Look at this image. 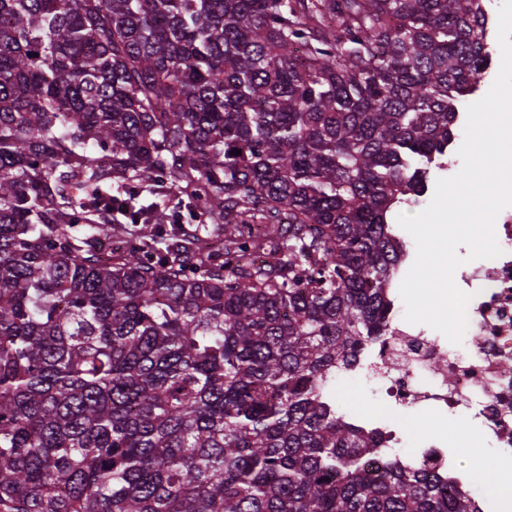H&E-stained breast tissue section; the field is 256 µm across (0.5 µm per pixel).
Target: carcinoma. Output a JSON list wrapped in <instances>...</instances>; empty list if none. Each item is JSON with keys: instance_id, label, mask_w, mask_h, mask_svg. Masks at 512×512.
<instances>
[{"instance_id": "obj_1", "label": "carcinoma", "mask_w": 512, "mask_h": 512, "mask_svg": "<svg viewBox=\"0 0 512 512\" xmlns=\"http://www.w3.org/2000/svg\"><path fill=\"white\" fill-rule=\"evenodd\" d=\"M480 2L0 0V512H472L331 391Z\"/></svg>"}]
</instances>
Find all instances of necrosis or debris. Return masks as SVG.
Returning a JSON list of instances; mask_svg holds the SVG:
<instances>
[{
    "label": "necrosis or debris",
    "mask_w": 512,
    "mask_h": 512,
    "mask_svg": "<svg viewBox=\"0 0 512 512\" xmlns=\"http://www.w3.org/2000/svg\"><path fill=\"white\" fill-rule=\"evenodd\" d=\"M495 232L501 255L457 270L458 287L470 296L460 346H448L428 328L407 323L396 303L386 336L370 345L351 371L357 383L384 394L385 416L369 423L383 449L365 454L369 471H379L387 455L395 454L400 439L392 417L406 410L472 424L498 464L512 468V206L499 213ZM421 445V454L405 455L406 463L422 460L436 472L453 473V490L468 495L476 512H504L498 498L457 468L447 437L429 433Z\"/></svg>",
    "instance_id": "necrosis-or-debris-1"
}]
</instances>
